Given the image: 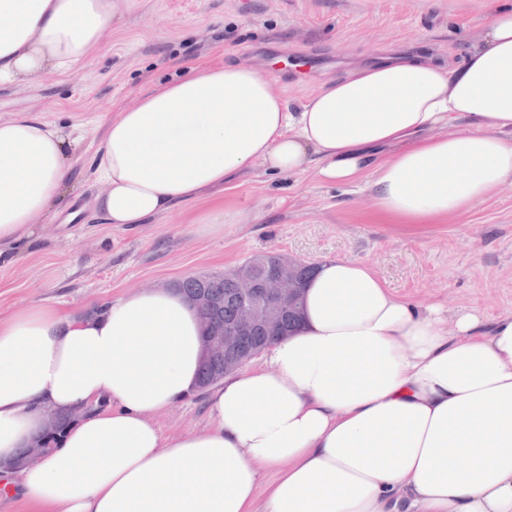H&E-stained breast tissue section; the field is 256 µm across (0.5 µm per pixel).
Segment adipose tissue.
<instances>
[{
  "mask_svg": "<svg viewBox=\"0 0 512 512\" xmlns=\"http://www.w3.org/2000/svg\"><path fill=\"white\" fill-rule=\"evenodd\" d=\"M115 10L0 0V84L78 72ZM75 143L31 114L0 117V249L57 210ZM257 167L361 186L401 224L512 184V6L461 63L354 68L297 112L255 67L188 65L106 124L93 208L146 224ZM200 334L164 288L87 316L37 304L0 317V492L39 512H512V311L488 324L475 308L423 309L366 264L326 259L268 367L226 378L212 426L169 440L153 415L196 389ZM77 409L56 448L11 470L47 412Z\"/></svg>",
  "mask_w": 512,
  "mask_h": 512,
  "instance_id": "obj_1",
  "label": "adipose tissue"
}]
</instances>
